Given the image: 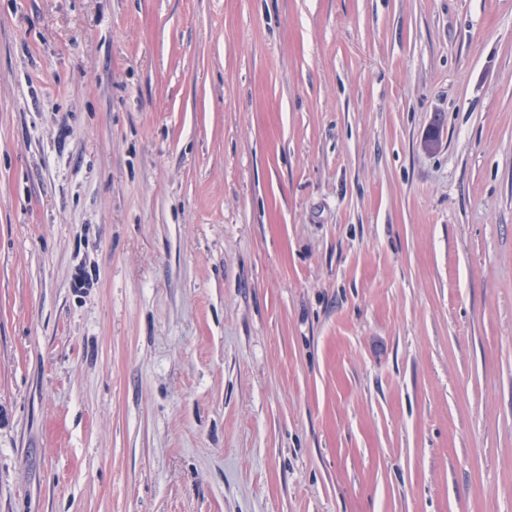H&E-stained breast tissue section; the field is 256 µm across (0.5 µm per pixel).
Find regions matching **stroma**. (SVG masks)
Instances as JSON below:
<instances>
[{
    "label": "stroma",
    "mask_w": 512,
    "mask_h": 512,
    "mask_svg": "<svg viewBox=\"0 0 512 512\" xmlns=\"http://www.w3.org/2000/svg\"><path fill=\"white\" fill-rule=\"evenodd\" d=\"M0 512H512V0H0Z\"/></svg>",
    "instance_id": "35a3bbf8"
}]
</instances>
